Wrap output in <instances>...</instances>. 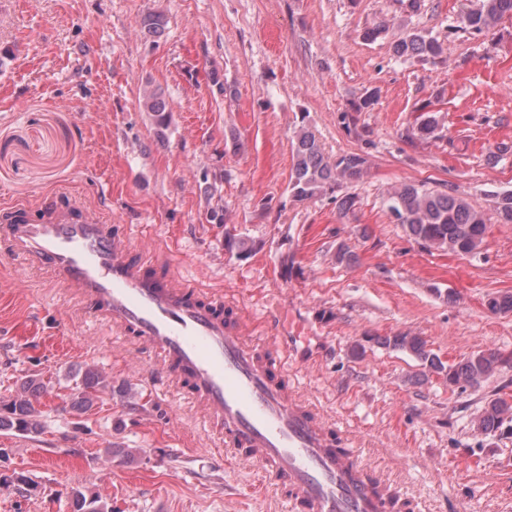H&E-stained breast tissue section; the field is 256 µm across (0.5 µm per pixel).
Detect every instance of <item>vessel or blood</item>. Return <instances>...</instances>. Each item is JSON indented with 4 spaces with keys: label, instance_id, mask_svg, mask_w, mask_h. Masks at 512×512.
Segmentation results:
<instances>
[{
    "label": "vessel or blood",
    "instance_id": "b4317fda",
    "mask_svg": "<svg viewBox=\"0 0 512 512\" xmlns=\"http://www.w3.org/2000/svg\"><path fill=\"white\" fill-rule=\"evenodd\" d=\"M0 241L15 260L48 271L92 320L155 353L225 451L258 464L300 512H403L384 479L368 481L343 432L294 394L277 347L254 343L225 316L223 295L152 269L151 255L137 253L130 235L82 198L64 192L35 206H1ZM339 444L346 454L336 455Z\"/></svg>",
    "mask_w": 512,
    "mask_h": 512
}]
</instances>
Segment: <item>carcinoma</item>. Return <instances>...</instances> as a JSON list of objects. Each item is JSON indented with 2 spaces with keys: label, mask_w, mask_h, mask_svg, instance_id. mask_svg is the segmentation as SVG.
I'll return each instance as SVG.
<instances>
[{
  "label": "carcinoma",
  "mask_w": 512,
  "mask_h": 512,
  "mask_svg": "<svg viewBox=\"0 0 512 512\" xmlns=\"http://www.w3.org/2000/svg\"><path fill=\"white\" fill-rule=\"evenodd\" d=\"M507 15H512V0H479L477 7L463 13L461 24L466 30L484 32ZM164 23V16L157 12H148L141 18V26L149 34L159 33ZM393 52L398 58L436 63L442 59L443 43L436 37L409 30L395 41ZM139 104L143 111L151 114L158 133H163L170 118L169 104L163 93L157 89L146 90ZM438 128L436 115L427 114L417 124L414 135L421 139L432 138ZM293 140L294 172L289 192L297 202L311 200L347 181L359 179L368 168L369 160L365 154L350 153L333 159L326 156L315 135L304 125L294 132ZM494 199L501 223L512 224V192L496 193ZM386 201L388 211L403 225L407 235L430 248L469 255L477 252L484 242L487 225L482 211L452 190H430L419 184L401 183L387 190ZM382 344L411 352L428 370L444 376L451 389L475 388L495 374L499 367L512 362L508 355L485 349L446 364L428 348L423 337L410 333L387 336ZM41 388L38 378L30 375L8 402L0 403V430L22 435L38 432ZM105 389H112V381L90 368L71 388L66 406L76 412H85L92 407L98 391ZM510 413L512 404L506 400H490L477 419V431H495ZM70 507L71 512H111L99 498H88L80 490L71 492Z\"/></svg>",
  "instance_id": "carcinoma-1"
}]
</instances>
